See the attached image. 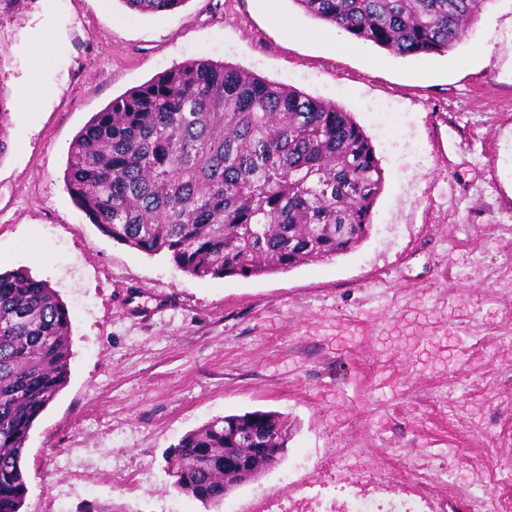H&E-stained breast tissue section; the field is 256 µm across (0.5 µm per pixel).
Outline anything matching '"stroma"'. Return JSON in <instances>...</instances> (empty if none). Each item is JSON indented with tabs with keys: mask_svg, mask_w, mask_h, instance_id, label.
I'll use <instances>...</instances> for the list:
<instances>
[{
	"mask_svg": "<svg viewBox=\"0 0 512 512\" xmlns=\"http://www.w3.org/2000/svg\"><path fill=\"white\" fill-rule=\"evenodd\" d=\"M492 33L493 50L473 46ZM45 45L32 55L34 41ZM207 58L336 103L385 170L358 249L199 279L103 235L63 184L68 148L122 93ZM50 86L37 110L18 111ZM0 270L72 315L70 375L36 420L23 512H224L175 491L166 453L214 418L276 411L284 460L238 512H500L512 494V0L442 55L395 56L295 0H31L0 21ZM97 453L85 482L66 458ZM436 484L422 493L409 473ZM452 482L470 497H449ZM133 12L138 14H155L171 11L186 3L187 0H122Z\"/></svg>",
	"mask_w": 512,
	"mask_h": 512,
	"instance_id": "35a3bbf8",
	"label": "stroma"
}]
</instances>
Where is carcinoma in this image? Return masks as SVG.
<instances>
[{
	"label": "carcinoma",
	"mask_w": 512,
	"mask_h": 512,
	"mask_svg": "<svg viewBox=\"0 0 512 512\" xmlns=\"http://www.w3.org/2000/svg\"><path fill=\"white\" fill-rule=\"evenodd\" d=\"M138 14L187 0H121ZM309 16L397 56L448 52L490 0H294ZM384 169L334 102L209 59L113 98L73 139L64 186L90 223L198 278L287 271L355 249ZM72 317L25 269L0 272V512H20L35 421L70 372ZM285 448L273 411L215 418L167 456L172 487L224 503V449Z\"/></svg>",
	"instance_id": "1"
}]
</instances>
